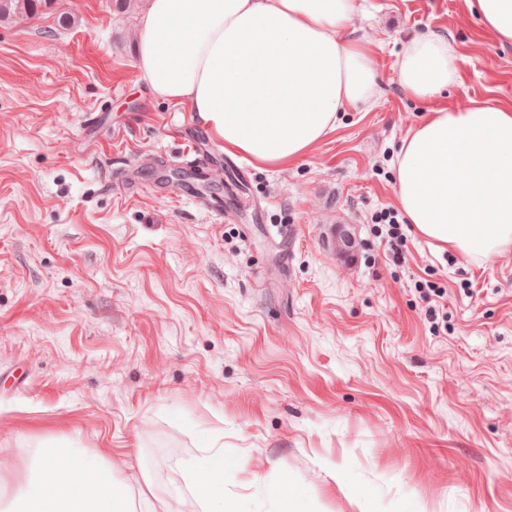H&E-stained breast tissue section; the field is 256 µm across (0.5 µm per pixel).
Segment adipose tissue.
Masks as SVG:
<instances>
[{"instance_id":"ef3b65f1","label":"adipose tissue","mask_w":512,"mask_h":512,"mask_svg":"<svg viewBox=\"0 0 512 512\" xmlns=\"http://www.w3.org/2000/svg\"><path fill=\"white\" fill-rule=\"evenodd\" d=\"M500 41L512 42V0H465ZM361 0H141L137 66L151 93L194 113L226 153L282 167L335 130L339 113L377 89L372 48L347 30ZM447 39L405 43L399 81L428 101L455 80ZM395 192L416 234L467 259L512 249V108H440L404 136ZM204 512H224V453L190 478ZM17 512H127L105 462L62 446L41 451Z\"/></svg>"}]
</instances>
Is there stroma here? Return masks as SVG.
<instances>
[{"label": "stroma", "mask_w": 512, "mask_h": 512, "mask_svg": "<svg viewBox=\"0 0 512 512\" xmlns=\"http://www.w3.org/2000/svg\"><path fill=\"white\" fill-rule=\"evenodd\" d=\"M379 93L283 168L231 156L141 80L129 0H54L0 22V483L43 448L114 465L134 512H202L188 475L224 445L229 512H512V252L471 261L403 224L400 139L436 108L512 106V44L464 0H364ZM73 16L58 27L56 16ZM458 50L454 84L409 98L413 37ZM208 163L184 198L179 149ZM154 192L125 193L127 178ZM337 224L359 246L323 241ZM443 290L433 331L420 291ZM397 212L393 209H383L373 217L375 224H388L390 229L388 231L389 240V251L388 253L392 260H399L402 256L401 246L404 244L403 234L401 232L400 224L397 219Z\"/></svg>", "instance_id": "stroma-1"}]
</instances>
